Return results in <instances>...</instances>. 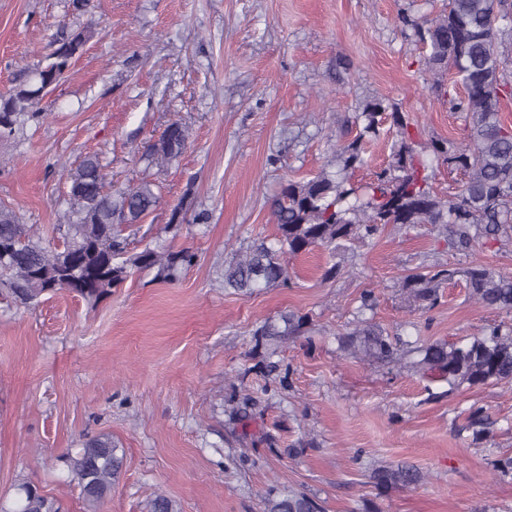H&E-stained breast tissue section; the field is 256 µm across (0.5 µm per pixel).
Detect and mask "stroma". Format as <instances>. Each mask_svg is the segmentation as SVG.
I'll list each match as a JSON object with an SVG mask.
<instances>
[{
  "instance_id": "35a3bbf8",
  "label": "stroma",
  "mask_w": 512,
  "mask_h": 512,
  "mask_svg": "<svg viewBox=\"0 0 512 512\" xmlns=\"http://www.w3.org/2000/svg\"><path fill=\"white\" fill-rule=\"evenodd\" d=\"M448 0H0V94L44 65L61 26L94 33L42 100V118L0 138V201L37 237L58 238L66 172L97 153L119 192L163 182L132 244L188 247L179 279L145 272L93 303L67 293L15 303L0 286V502L28 482L84 512L58 457L96 437L125 464L100 512H147L162 493L180 512H263L288 483L325 512H512V384L450 387L414 362L361 360L336 338L361 295L404 342L456 343L512 313L469 296L472 264L512 275V237L458 250L439 224L387 225L371 239L288 259L290 282L249 296L224 286L231 253L273 238L283 179L325 167L354 138L373 98L406 116L416 143L467 140L471 119L451 79L436 82L411 23ZM190 126L169 164L143 154L173 122ZM184 204L205 223L170 228ZM336 275L325 278L328 260ZM453 269L435 303L408 300L416 271ZM308 314L276 355L257 348L267 318ZM481 409V424L471 413ZM404 465L408 488L372 472ZM420 478L417 470L403 466L382 467L373 473L376 485L384 489L410 487L416 484Z\"/></svg>"
}]
</instances>
